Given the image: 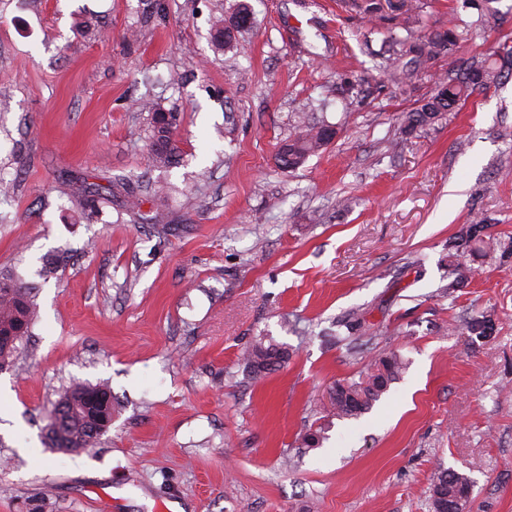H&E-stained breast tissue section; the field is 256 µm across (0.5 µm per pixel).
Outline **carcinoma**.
Returning <instances> with one entry per match:
<instances>
[{
  "label": "carcinoma",
  "instance_id": "obj_1",
  "mask_svg": "<svg viewBox=\"0 0 512 512\" xmlns=\"http://www.w3.org/2000/svg\"><path fill=\"white\" fill-rule=\"evenodd\" d=\"M457 24L449 23L448 29L424 39L407 42L406 52L412 55V64H404L396 57L387 59L392 84L402 88L415 82L427 71L432 60L440 55L453 58L456 45ZM512 70V51L501 55L493 53L481 63L469 67L470 74L451 76L436 82L432 94L423 103L400 115V129L411 134L418 129L431 127L449 112H455L474 91L497 83L505 71ZM176 118L164 112H155L151 124L150 160L152 166L169 168L176 164L181 154L176 137ZM334 126L328 124L305 125L286 140L288 152L275 157L278 167L295 170L307 159L328 145V134ZM125 206L141 224H149L158 233L167 231L161 223L159 213L146 215L140 211L139 199L129 190H124ZM490 225L483 218L462 225L458 234L448 241V250L461 247L475 249L486 243ZM471 270L459 263L448 264V283L444 288L452 293L462 287L470 277ZM36 303L32 289L10 274L0 272V371L12 363L17 343L28 335L34 324ZM470 337L482 340L496 331V320L489 312L472 316L467 322ZM288 358V348L273 341L260 338L244 352L243 362L251 376L256 378L274 370ZM404 369L402 359L391 353L359 380L338 383L333 388L332 405L336 416L342 419L356 418L380 399L391 383ZM100 390L90 384H72L54 405L47 424L46 440L50 448L71 453H80L95 447L102 434L99 427L87 419L88 403ZM432 493L443 496L446 507L443 512H459L467 507L472 493V482L468 476L454 469L438 468L432 479Z\"/></svg>",
  "mask_w": 512,
  "mask_h": 512
}]
</instances>
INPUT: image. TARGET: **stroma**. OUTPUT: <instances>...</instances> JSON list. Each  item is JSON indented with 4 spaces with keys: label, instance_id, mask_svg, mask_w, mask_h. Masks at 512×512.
I'll return each instance as SVG.
<instances>
[{
    "label": "stroma",
    "instance_id": "1",
    "mask_svg": "<svg viewBox=\"0 0 512 512\" xmlns=\"http://www.w3.org/2000/svg\"><path fill=\"white\" fill-rule=\"evenodd\" d=\"M403 2L0 0V271L38 307L0 372V512H429L440 466L471 478L469 512H512V76L398 129L449 62L512 48V0H426L414 31L461 20L455 53L399 90L376 51L405 38ZM242 3L252 28L216 49ZM157 110L178 119L168 169L150 162ZM302 119L337 135L281 169ZM117 183L167 233L133 223ZM477 216L491 246L457 254L471 276L445 293L448 240ZM481 310L498 327L476 341ZM258 336L290 353L260 380L241 360ZM391 353L399 380L336 418V383ZM77 380L118 406L80 455L40 443Z\"/></svg>",
    "mask_w": 512,
    "mask_h": 512
}]
</instances>
